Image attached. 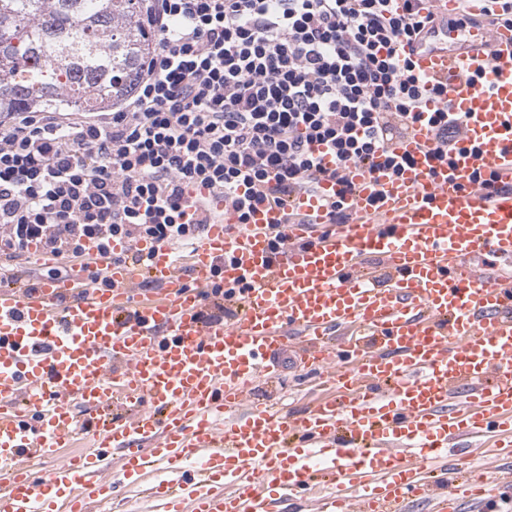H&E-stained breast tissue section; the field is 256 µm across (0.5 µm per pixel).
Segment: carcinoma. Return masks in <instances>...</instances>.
Segmentation results:
<instances>
[{
    "mask_svg": "<svg viewBox=\"0 0 512 512\" xmlns=\"http://www.w3.org/2000/svg\"><path fill=\"white\" fill-rule=\"evenodd\" d=\"M0 113L101 112L123 102L154 37L139 0H0Z\"/></svg>",
    "mask_w": 512,
    "mask_h": 512,
    "instance_id": "obj_1",
    "label": "carcinoma"
}]
</instances>
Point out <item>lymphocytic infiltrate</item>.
<instances>
[{
	"instance_id": "f902f5d3",
	"label": "lymphocytic infiltrate",
	"mask_w": 512,
	"mask_h": 512,
	"mask_svg": "<svg viewBox=\"0 0 512 512\" xmlns=\"http://www.w3.org/2000/svg\"><path fill=\"white\" fill-rule=\"evenodd\" d=\"M156 45L135 93L113 112H8L0 118V274L30 245L63 262H121L139 241L194 245L223 199L247 223L253 206L315 194L327 179L330 223L346 224L360 164L400 173L397 143L425 124L430 152L466 149L463 114L427 111L425 79L405 47L440 23L424 0H141ZM455 25L512 29V0L483 13L457 0ZM333 158L325 166L313 145ZM198 197L184 219V191ZM126 249L114 252L113 243Z\"/></svg>"
}]
</instances>
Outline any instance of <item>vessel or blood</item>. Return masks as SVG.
I'll list each match as a JSON object with an SVG mask.
<instances>
[{"label":"vessel or blood","mask_w":512,"mask_h":512,"mask_svg":"<svg viewBox=\"0 0 512 512\" xmlns=\"http://www.w3.org/2000/svg\"><path fill=\"white\" fill-rule=\"evenodd\" d=\"M416 75L464 113L468 150L436 165L426 128L397 148L400 176L362 168L340 187L247 223L226 211L188 254L139 244L108 263L110 286L83 276L0 285V512H90L123 483L162 512H501L512 486V30L441 24L412 43ZM493 171L500 192L469 182ZM306 215L292 224L290 212ZM376 211L382 223L365 221ZM290 242L271 249L274 231ZM381 262L380 269L367 258ZM158 297L139 295L142 279ZM236 288L228 321L203 320L215 282ZM295 350L335 388L299 411L255 400L275 359ZM503 466L500 480L475 455ZM58 466L37 471L36 461Z\"/></svg>","instance_id":"b4317fda"}]
</instances>
